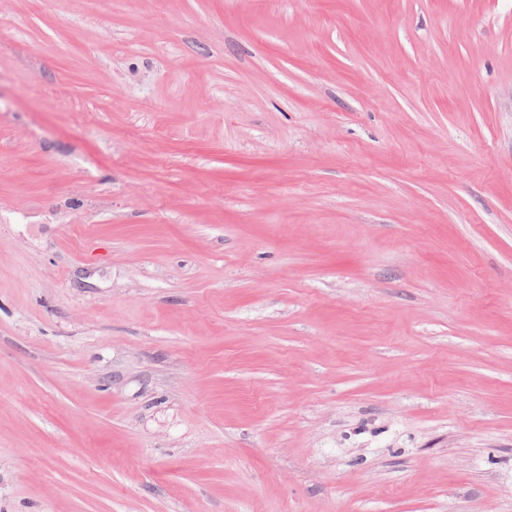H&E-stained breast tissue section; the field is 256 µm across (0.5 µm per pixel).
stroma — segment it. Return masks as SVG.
<instances>
[{"mask_svg": "<svg viewBox=\"0 0 512 512\" xmlns=\"http://www.w3.org/2000/svg\"><path fill=\"white\" fill-rule=\"evenodd\" d=\"M0 512H512V0H0Z\"/></svg>", "mask_w": 512, "mask_h": 512, "instance_id": "stroma-1", "label": "stroma"}]
</instances>
